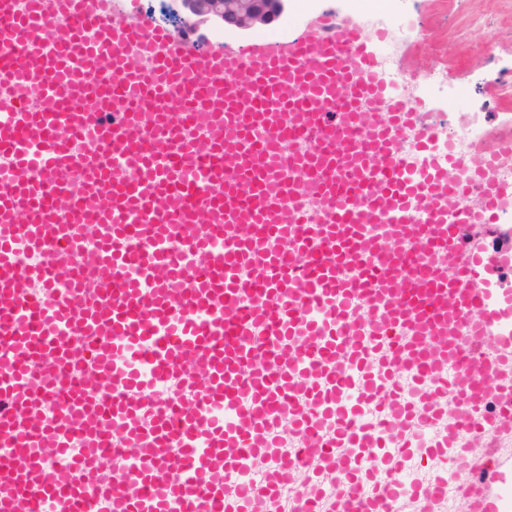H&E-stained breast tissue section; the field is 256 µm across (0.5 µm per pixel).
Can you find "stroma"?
<instances>
[{"label": "stroma", "mask_w": 512, "mask_h": 512, "mask_svg": "<svg viewBox=\"0 0 512 512\" xmlns=\"http://www.w3.org/2000/svg\"><path fill=\"white\" fill-rule=\"evenodd\" d=\"M425 41L406 44V68L443 70L449 82H468L472 108L489 112L492 124L512 121V93L501 88L504 67L512 66V0H417ZM137 21L181 31L182 0H130Z\"/></svg>", "instance_id": "stroma-1"}]
</instances>
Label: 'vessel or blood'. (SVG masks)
Listing matches in <instances>:
<instances>
[{"label": "vessel or blood", "mask_w": 512, "mask_h": 512, "mask_svg": "<svg viewBox=\"0 0 512 512\" xmlns=\"http://www.w3.org/2000/svg\"><path fill=\"white\" fill-rule=\"evenodd\" d=\"M426 116L331 15L204 50L119 0H0V512H398L426 457L512 512L500 151L413 168Z\"/></svg>", "instance_id": "vessel-or-blood-1"}]
</instances>
